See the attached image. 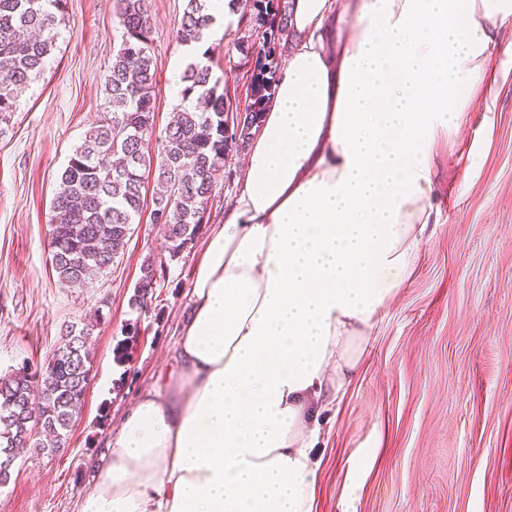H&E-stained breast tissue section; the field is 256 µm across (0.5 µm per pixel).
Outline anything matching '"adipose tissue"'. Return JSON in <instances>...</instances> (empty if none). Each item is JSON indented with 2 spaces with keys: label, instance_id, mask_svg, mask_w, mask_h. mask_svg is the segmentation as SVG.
Segmentation results:
<instances>
[{
  "label": "adipose tissue",
  "instance_id": "obj_1",
  "mask_svg": "<svg viewBox=\"0 0 512 512\" xmlns=\"http://www.w3.org/2000/svg\"><path fill=\"white\" fill-rule=\"evenodd\" d=\"M288 28L179 373L127 409L81 512H316L319 416L437 220L433 149L493 96L512 0H290Z\"/></svg>",
  "mask_w": 512,
  "mask_h": 512
}]
</instances>
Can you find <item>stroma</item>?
<instances>
[{
	"label": "stroma",
	"mask_w": 512,
	"mask_h": 512,
	"mask_svg": "<svg viewBox=\"0 0 512 512\" xmlns=\"http://www.w3.org/2000/svg\"><path fill=\"white\" fill-rule=\"evenodd\" d=\"M156 61L155 127L181 102L189 61L175 33L184 0H148ZM241 36L206 39L214 75L236 112L249 102L243 68L224 59ZM120 44L106 0H66L43 75L0 136V376L45 366L67 326L95 311L92 378L83 411L53 454L20 453L0 512H80L106 442L142 391L174 369L203 243L172 262L167 285L134 305L140 266L165 246L142 213L125 253L82 288L51 265V202L75 147L106 111L104 76ZM494 52L497 95L466 113L434 150L438 223L410 276L370 329L344 396L320 416L317 512H512V67ZM140 332L127 336L130 323ZM125 357L117 359L116 346ZM360 488L353 503L341 492Z\"/></svg>",
	"instance_id": "obj_1"
}]
</instances>
